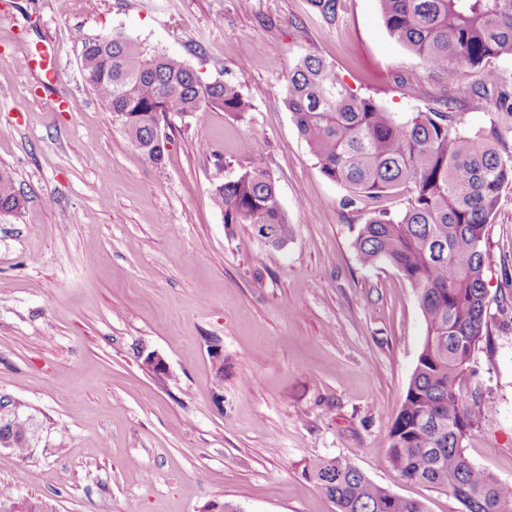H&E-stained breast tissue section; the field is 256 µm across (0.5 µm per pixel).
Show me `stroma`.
<instances>
[{"label": "stroma", "instance_id": "stroma-1", "mask_svg": "<svg viewBox=\"0 0 512 512\" xmlns=\"http://www.w3.org/2000/svg\"><path fill=\"white\" fill-rule=\"evenodd\" d=\"M341 3L330 24L309 0H0V170L26 198L0 219V395L34 429L27 453L0 449V484L54 512H334L305 466L337 456L427 512H466L387 460L426 326L409 282L363 267L352 241L404 197L347 204L299 135L284 78L315 55L395 115L449 104L476 129L491 101L467 89L488 69L512 77V58L459 65L452 99L389 35L378 0ZM116 29L238 84L250 112L167 115L152 165L82 78L83 39ZM43 45L58 54L51 84L13 62ZM53 97L74 111H53ZM256 153L288 219L280 245L225 224L211 201ZM483 250L489 339L462 398L484 413L462 446L512 485V185ZM143 351L167 375L146 372Z\"/></svg>", "mask_w": 512, "mask_h": 512}]
</instances>
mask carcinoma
<instances>
[{"label":"carcinoma","mask_w":512,"mask_h":512,"mask_svg":"<svg viewBox=\"0 0 512 512\" xmlns=\"http://www.w3.org/2000/svg\"><path fill=\"white\" fill-rule=\"evenodd\" d=\"M336 23L340 0H310ZM389 34L448 81L456 67H481L512 57V0H378ZM83 77L105 102L144 158L162 163L155 146L159 117L219 110L233 117L251 104L229 81L206 82L179 56L156 53L122 33L83 41ZM284 103L322 174L358 197L405 192L396 213L381 211L353 240L365 267L389 263L414 289L426 336L391 430L390 465L411 482L446 490L467 512H512V487L476 467L462 441L476 419L461 396L475 348L486 338L485 229L512 184V83L498 77L485 126L460 128L457 112H412L398 117L371 97L354 94L322 59L306 55L286 74ZM226 224L288 236L276 181L264 158L211 191ZM15 180L0 170V208L24 206ZM29 420L14 419L0 436L26 452ZM336 512H426L423 503L391 493L338 457L305 466ZM12 488L0 486V512H18Z\"/></svg>","instance_id":"1"}]
</instances>
